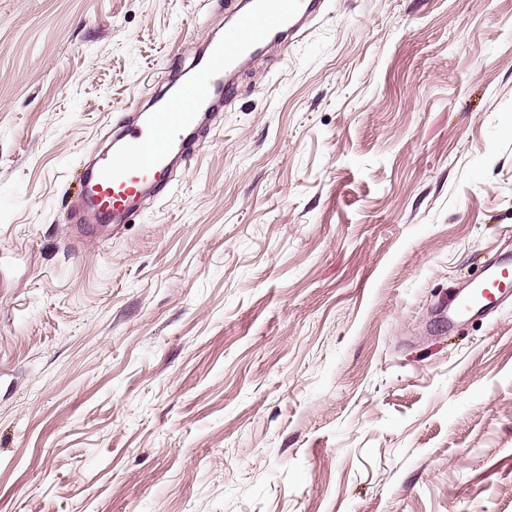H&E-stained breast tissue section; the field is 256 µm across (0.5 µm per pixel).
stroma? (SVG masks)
Returning <instances> with one entry per match:
<instances>
[{
	"label": "stroma",
	"instance_id": "1",
	"mask_svg": "<svg viewBox=\"0 0 512 512\" xmlns=\"http://www.w3.org/2000/svg\"><path fill=\"white\" fill-rule=\"evenodd\" d=\"M239 0H0V512H512V0H328L132 221L78 175ZM511 281L512 258L510 256L487 266L480 278L472 281L455 297L453 318L461 321L475 311L494 308L499 300V294L510 288Z\"/></svg>",
	"mask_w": 512,
	"mask_h": 512
}]
</instances>
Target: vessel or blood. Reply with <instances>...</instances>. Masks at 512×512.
<instances>
[{
    "mask_svg": "<svg viewBox=\"0 0 512 512\" xmlns=\"http://www.w3.org/2000/svg\"><path fill=\"white\" fill-rule=\"evenodd\" d=\"M325 8V0H250L222 38L210 39L188 67L169 71L163 89L151 94L148 113L122 127L113 153L86 170L83 200L88 214L116 224L127 220L128 202L145 187L161 185L171 159L190 151V135L213 101L235 97L240 69L269 44L295 38ZM511 287L508 257L487 266L457 294L454 319L494 308Z\"/></svg>",
    "mask_w": 512,
    "mask_h": 512,
    "instance_id": "b4317fda",
    "label": "vessel or blood"
}]
</instances>
